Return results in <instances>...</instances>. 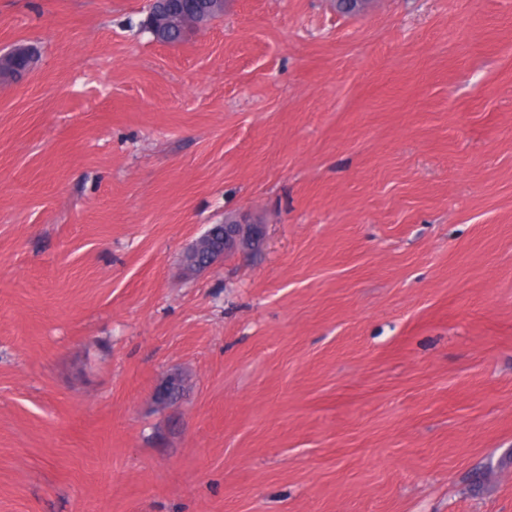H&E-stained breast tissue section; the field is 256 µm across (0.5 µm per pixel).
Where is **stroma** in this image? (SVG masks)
<instances>
[{"label": "stroma", "mask_w": 512, "mask_h": 512, "mask_svg": "<svg viewBox=\"0 0 512 512\" xmlns=\"http://www.w3.org/2000/svg\"><path fill=\"white\" fill-rule=\"evenodd\" d=\"M147 16L0 0V512H512V0ZM210 13H201L198 10L205 6L204 3L191 4L179 9L170 8L171 17L178 20L180 25L184 28V33L188 35L191 31L202 30L211 25L215 20L224 15V1L223 0H210ZM218 16V18H215ZM15 49V52L0 59V74L3 75L4 79H8L9 75L13 76L15 68L20 66L22 62L26 63L27 61H31L34 55L33 48L27 44L17 45ZM30 67L20 70L19 73H15L14 76L17 77L16 80L20 81L27 77L31 72L29 70ZM251 236L258 244H261L263 236L262 224H250L246 219L239 218L232 221H224V224H214L206 230L186 251L184 258L188 260L194 270H204L211 267L223 255L242 250L240 241L244 236ZM197 245H203L208 250L195 256L194 249ZM182 392V380L177 374L169 375L154 391L153 403L164 407L176 400Z\"/></svg>", "instance_id": "35a3bbf8"}]
</instances>
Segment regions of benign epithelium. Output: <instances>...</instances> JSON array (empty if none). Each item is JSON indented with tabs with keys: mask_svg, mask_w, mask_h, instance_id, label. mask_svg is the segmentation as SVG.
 Returning <instances> with one entry per match:
<instances>
[{
	"mask_svg": "<svg viewBox=\"0 0 512 512\" xmlns=\"http://www.w3.org/2000/svg\"><path fill=\"white\" fill-rule=\"evenodd\" d=\"M171 17L178 20L184 33L202 30L215 21V17L224 15V0H210V12L202 13L197 5L191 4L179 9H170ZM262 241L263 226L252 224L246 219L226 221L214 224L206 230L189 248L185 256L195 270L211 267L222 256L241 249L240 241L245 236ZM182 392V380L176 374L169 375L154 391L153 403L164 407L176 400Z\"/></svg>",
	"mask_w": 512,
	"mask_h": 512,
	"instance_id": "obj_1",
	"label": "benign epithelium"
}]
</instances>
